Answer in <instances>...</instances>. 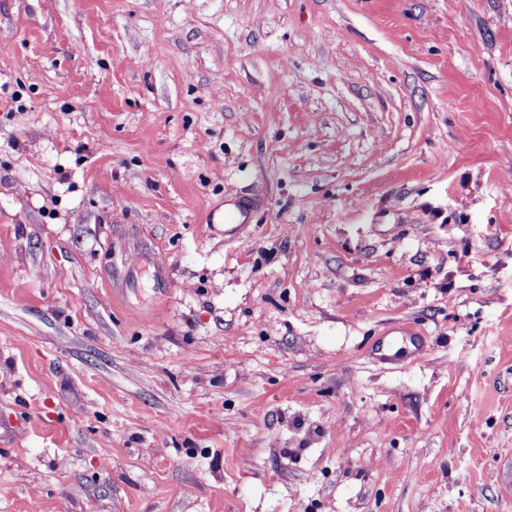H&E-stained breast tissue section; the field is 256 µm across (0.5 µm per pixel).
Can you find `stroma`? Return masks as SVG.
<instances>
[{"label":"stroma","mask_w":512,"mask_h":512,"mask_svg":"<svg viewBox=\"0 0 512 512\" xmlns=\"http://www.w3.org/2000/svg\"><path fill=\"white\" fill-rule=\"evenodd\" d=\"M0 512H512V0H0Z\"/></svg>","instance_id":"1"}]
</instances>
